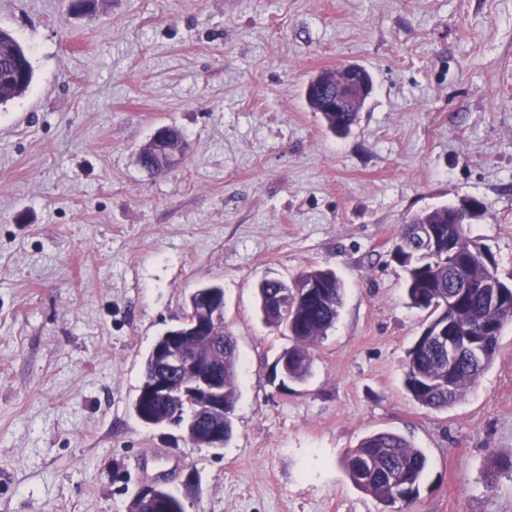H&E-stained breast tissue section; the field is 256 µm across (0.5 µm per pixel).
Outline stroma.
Masks as SVG:
<instances>
[{"label": "stroma", "instance_id": "1", "mask_svg": "<svg viewBox=\"0 0 512 512\" xmlns=\"http://www.w3.org/2000/svg\"><path fill=\"white\" fill-rule=\"evenodd\" d=\"M0 0L29 50L0 105V512H128L153 479L185 512H512V324L466 397L403 387L427 324L392 258L423 210L477 202L469 236L512 283V0ZM347 64L373 91L351 131L303 95ZM162 125L188 149L135 161ZM344 284L307 382L257 289L311 266ZM237 340L223 451L149 427L143 358L200 285ZM391 431L427 455L418 498L387 507L342 465ZM137 160L143 168L155 175H165L169 171L162 166V155L151 138L140 147Z\"/></svg>", "mask_w": 512, "mask_h": 512}]
</instances>
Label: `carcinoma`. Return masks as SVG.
<instances>
[{
	"label": "carcinoma",
	"instance_id": "cac0c4a2",
	"mask_svg": "<svg viewBox=\"0 0 512 512\" xmlns=\"http://www.w3.org/2000/svg\"><path fill=\"white\" fill-rule=\"evenodd\" d=\"M340 71L330 70L317 74L305 86V101L310 111L320 114L326 127L337 134L350 130L356 122L360 109L343 108L339 112L325 109L327 92L333 88ZM33 67L27 51L13 35L0 29V104L24 96L32 85ZM143 168L161 176L168 173L162 166V155L153 140H148L137 153ZM453 207L440 206L415 214L410 223L403 225L395 245L414 242L413 225L429 224L436 229L443 246L412 261V255L398 249L394 259L406 273L405 292L411 306L430 312V323L448 321L459 332L466 333L479 343L484 341L482 329L494 323L504 326L512 321V285L501 282L505 290V301L509 305L489 307L485 302L483 282L496 273L487 268L480 256L483 247L465 232L464 225L453 222ZM468 256V263L459 274L450 270L448 248ZM472 285L471 293L456 302H450L455 278ZM317 286L315 291L309 284ZM224 294L218 284L195 290L189 297L187 312L174 328L182 331L188 344L195 343L188 327L197 315L203 295L209 291ZM292 300H281L279 282L275 279L263 281L258 288L261 309L265 320L284 328L292 344L283 350L276 365L281 374L291 382L302 383L311 375L312 347L327 335L339 316L343 303L344 287L330 268L311 266L294 280ZM499 341L487 345L478 359L462 358L453 372H448V356L436 347L427 344V337H418L406 355L404 387L420 406L432 410L446 409L464 397L479 376L492 363ZM224 380V405L234 410L238 394V356L236 341L231 332L224 331V358L217 364ZM196 397L180 398L174 402H157L148 408L152 425H179L195 411ZM344 468L352 483L386 506L398 501L411 504L418 496L420 485L429 468L425 453L404 437L380 431L364 437L357 447L349 450L343 460ZM130 512H184L181 498L170 491L162 490L147 500L134 495Z\"/></svg>",
	"mask_w": 512,
	"mask_h": 512
}]
</instances>
